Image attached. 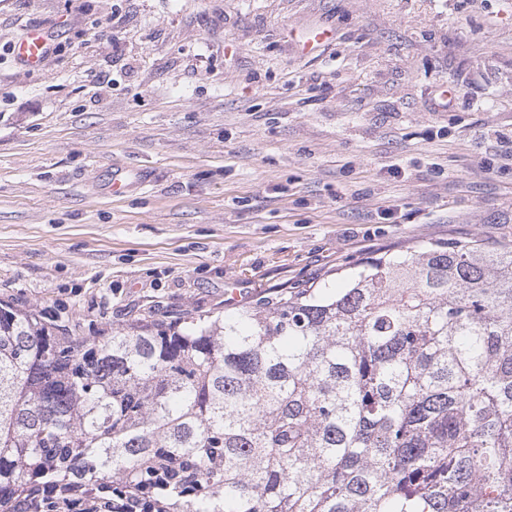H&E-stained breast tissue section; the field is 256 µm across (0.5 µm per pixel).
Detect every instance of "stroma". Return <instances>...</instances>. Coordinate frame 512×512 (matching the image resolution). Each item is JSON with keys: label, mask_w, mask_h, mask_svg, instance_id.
<instances>
[{"label": "stroma", "mask_w": 512, "mask_h": 512, "mask_svg": "<svg viewBox=\"0 0 512 512\" xmlns=\"http://www.w3.org/2000/svg\"><path fill=\"white\" fill-rule=\"evenodd\" d=\"M475 239L512 248V0H0V301L100 338ZM51 35L33 26L13 42V51L21 63L30 68H39L47 58Z\"/></svg>", "instance_id": "35a3bbf8"}]
</instances>
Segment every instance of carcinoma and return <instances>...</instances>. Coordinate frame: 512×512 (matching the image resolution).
<instances>
[{
    "label": "carcinoma",
    "mask_w": 512,
    "mask_h": 512,
    "mask_svg": "<svg viewBox=\"0 0 512 512\" xmlns=\"http://www.w3.org/2000/svg\"><path fill=\"white\" fill-rule=\"evenodd\" d=\"M110 483L169 512H512V249L408 247L181 330L0 303V512Z\"/></svg>",
    "instance_id": "cac0c4a2"
}]
</instances>
